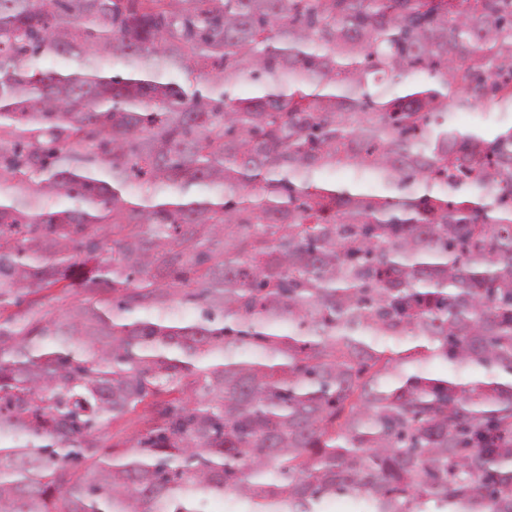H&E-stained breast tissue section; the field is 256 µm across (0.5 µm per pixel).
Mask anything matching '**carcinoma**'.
<instances>
[{
	"label": "carcinoma",
	"instance_id": "cac0c4a2",
	"mask_svg": "<svg viewBox=\"0 0 512 512\" xmlns=\"http://www.w3.org/2000/svg\"><path fill=\"white\" fill-rule=\"evenodd\" d=\"M464 107L512 0H0V512H512V125ZM449 121L461 130H476L492 138L501 128L512 124V112H485L476 108L453 110ZM132 431L133 428L124 420L102 425L96 432L98 445L102 448H110L113 443H121L126 440Z\"/></svg>",
	"mask_w": 512,
	"mask_h": 512
}]
</instances>
